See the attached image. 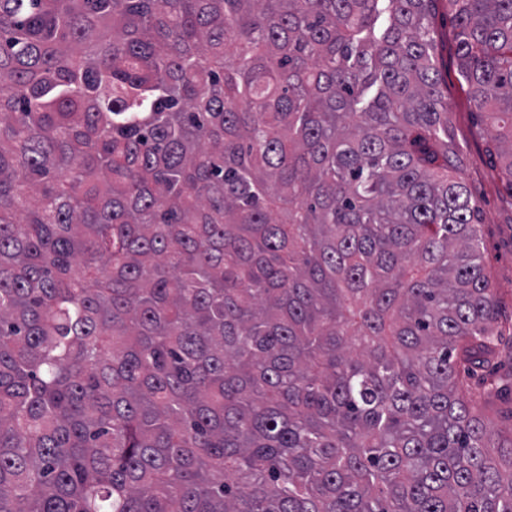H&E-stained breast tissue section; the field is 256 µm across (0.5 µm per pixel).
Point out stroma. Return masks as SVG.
I'll list each match as a JSON object with an SVG mask.
<instances>
[{
	"mask_svg": "<svg viewBox=\"0 0 512 512\" xmlns=\"http://www.w3.org/2000/svg\"><path fill=\"white\" fill-rule=\"evenodd\" d=\"M433 25L444 40L438 45L441 73L453 112L451 133L460 144V176L479 208L486 271L491 279L503 327L497 355L469 379L471 396L487 426L512 437V196L502 188L501 162L486 150L487 126L461 88L456 73L452 23L445 0H439Z\"/></svg>",
	"mask_w": 512,
	"mask_h": 512,
	"instance_id": "1",
	"label": "stroma"
}]
</instances>
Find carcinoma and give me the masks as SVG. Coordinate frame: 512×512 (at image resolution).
Here are the masks:
<instances>
[{"label":"carcinoma","mask_w":512,"mask_h":512,"mask_svg":"<svg viewBox=\"0 0 512 512\" xmlns=\"http://www.w3.org/2000/svg\"><path fill=\"white\" fill-rule=\"evenodd\" d=\"M436 2L0 0V512H512ZM448 7L512 194V0Z\"/></svg>","instance_id":"carcinoma-1"}]
</instances>
